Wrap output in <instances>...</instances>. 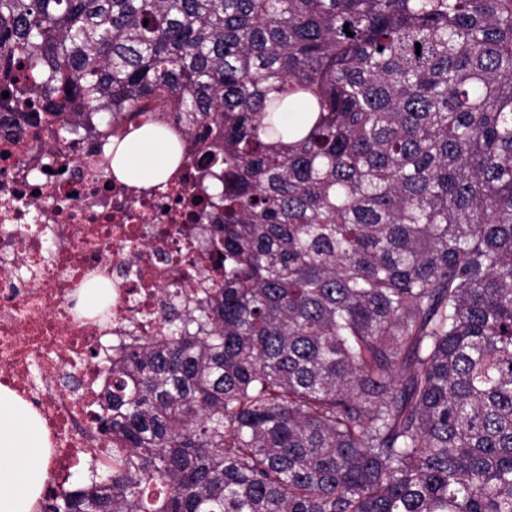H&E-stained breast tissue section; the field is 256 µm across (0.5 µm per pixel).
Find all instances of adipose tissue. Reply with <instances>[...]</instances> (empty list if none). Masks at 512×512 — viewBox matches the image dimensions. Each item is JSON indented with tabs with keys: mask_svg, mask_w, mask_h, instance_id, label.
<instances>
[{
	"mask_svg": "<svg viewBox=\"0 0 512 512\" xmlns=\"http://www.w3.org/2000/svg\"><path fill=\"white\" fill-rule=\"evenodd\" d=\"M116 177L135 186L165 182L180 153L163 132L137 130L105 147ZM49 434L24 399L0 386V512H29L47 480Z\"/></svg>",
	"mask_w": 512,
	"mask_h": 512,
	"instance_id": "1",
	"label": "adipose tissue"
}]
</instances>
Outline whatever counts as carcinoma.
Returning <instances> with one entry per match:
<instances>
[{"mask_svg":"<svg viewBox=\"0 0 512 512\" xmlns=\"http://www.w3.org/2000/svg\"><path fill=\"white\" fill-rule=\"evenodd\" d=\"M2 92L224 168V287L124 347L112 470L42 512H512V0H0Z\"/></svg>","mask_w":512,"mask_h":512,"instance_id":"cac0c4a2","label":"carcinoma"}]
</instances>
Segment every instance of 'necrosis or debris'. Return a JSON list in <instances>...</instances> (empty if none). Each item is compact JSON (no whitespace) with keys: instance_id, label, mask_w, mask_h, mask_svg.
I'll return each instance as SVG.
<instances>
[{"instance_id":"4bbe7bcc","label":"necrosis or debris","mask_w":512,"mask_h":512,"mask_svg":"<svg viewBox=\"0 0 512 512\" xmlns=\"http://www.w3.org/2000/svg\"><path fill=\"white\" fill-rule=\"evenodd\" d=\"M64 125L75 133L62 143ZM102 132L84 112H24L0 127V385L45 424L56 491L80 464L112 463L111 438L92 424L109 372L90 351L108 357L127 337L164 336L185 287L167 257L203 251L186 204L111 179L97 153ZM105 287L111 304L78 309L84 289Z\"/></svg>"}]
</instances>
